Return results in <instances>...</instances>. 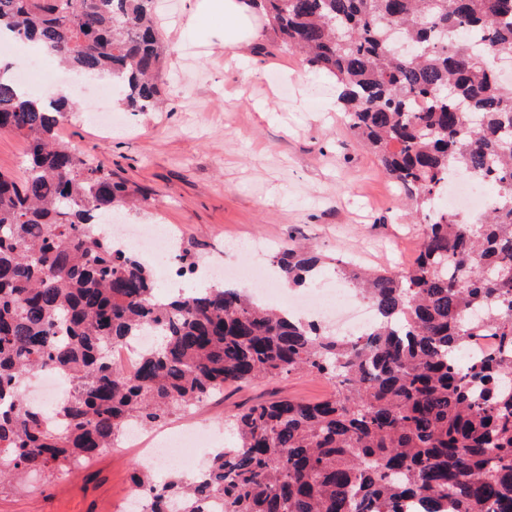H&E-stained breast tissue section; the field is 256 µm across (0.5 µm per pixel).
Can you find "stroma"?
Returning a JSON list of instances; mask_svg holds the SVG:
<instances>
[{"mask_svg": "<svg viewBox=\"0 0 512 512\" xmlns=\"http://www.w3.org/2000/svg\"><path fill=\"white\" fill-rule=\"evenodd\" d=\"M157 21L175 49L165 65L158 112L112 110L114 127L99 132L100 100L89 81L67 74L58 84L40 75L56 60L21 42L5 60L22 58L37 95L67 89L79 107L58 130L62 140L95 154L114 180L135 191L122 210L128 224L173 231L198 264L234 259L256 239L273 248L313 244L327 257L366 269L401 270L415 259L423 227L405 206L375 156L351 134L344 112L329 111L336 87L296 56L253 58L241 67L219 44L212 20L190 19L187 0H159ZM330 391L315 374L255 381L225 390L221 401L191 408L164 432L196 421L214 447L233 446L224 420L235 407L279 396L315 401ZM141 456L109 448L92 473L61 479L30 476L0 491V512H116Z\"/></svg>", "mask_w": 512, "mask_h": 512, "instance_id": "1", "label": "stroma"}]
</instances>
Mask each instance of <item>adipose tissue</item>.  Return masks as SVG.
Here are the masks:
<instances>
[{"label":"adipose tissue","mask_w":512,"mask_h":512,"mask_svg":"<svg viewBox=\"0 0 512 512\" xmlns=\"http://www.w3.org/2000/svg\"><path fill=\"white\" fill-rule=\"evenodd\" d=\"M190 13L213 19L214 34L241 58H249L266 40V20L251 0H193Z\"/></svg>","instance_id":"ef3b65f1"}]
</instances>
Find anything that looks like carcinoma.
Segmentation results:
<instances>
[{
	"label": "carcinoma",
	"mask_w": 512,
	"mask_h": 512,
	"mask_svg": "<svg viewBox=\"0 0 512 512\" xmlns=\"http://www.w3.org/2000/svg\"><path fill=\"white\" fill-rule=\"evenodd\" d=\"M155 2L0 0V28L152 112L174 52ZM258 2L273 46L335 78L351 133L427 221L413 265L331 260L377 311L349 338L225 283L161 299L145 260L97 228L130 188L58 140L76 104L0 69V131L28 142L22 175L0 172V485L85 466L128 423L166 422L226 384L315 373L334 387L321 401L229 414L236 443L197 481L137 470L143 512H202L214 495L224 512H512V86L495 70L512 58V0ZM394 29L413 54L392 51ZM460 172L496 186L477 220L437 207ZM274 263L302 287L324 259L292 244ZM148 328L135 370L115 366L112 348ZM478 336L498 350L463 358ZM41 368L72 384L50 411L20 390Z\"/></svg>",
	"instance_id": "carcinoma-1"
}]
</instances>
